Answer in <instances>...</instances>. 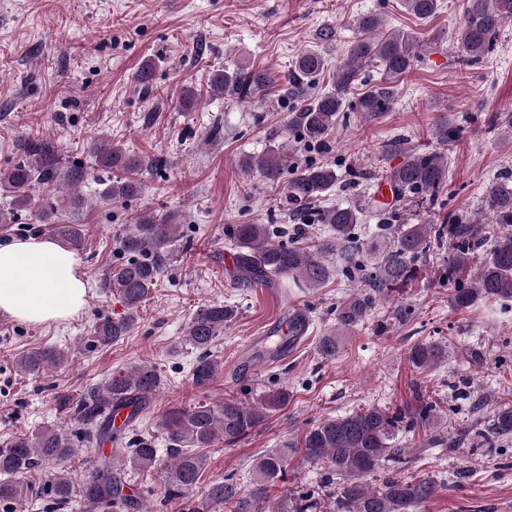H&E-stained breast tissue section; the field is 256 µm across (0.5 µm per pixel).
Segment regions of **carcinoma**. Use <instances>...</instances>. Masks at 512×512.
Here are the masks:
<instances>
[{"mask_svg":"<svg viewBox=\"0 0 512 512\" xmlns=\"http://www.w3.org/2000/svg\"><path fill=\"white\" fill-rule=\"evenodd\" d=\"M442 0H402L407 12L420 20L438 14ZM512 22V0H464V21L456 41L460 60L472 65L483 60L506 24ZM379 16L368 13L356 21L357 36L345 61L329 67L328 57L315 49L297 54L287 75L235 67L215 70L209 75L212 91L237 101L261 102L267 88L284 82L283 94L291 103L288 110V135L308 146L327 148L329 132L336 126L339 113L352 109L364 120H375L395 99L397 82L413 68L423 53L437 44L440 36L429 41L402 30L383 31ZM380 71L378 82L354 100L352 89L362 72L370 67ZM332 72L331 87L319 89L320 80ZM155 66L146 61L136 79L145 90L153 87ZM404 152V160L384 176L393 200L433 206L448 187V157L440 152H419L393 142ZM97 167L110 174L131 172L143 166H156L159 159L139 158L107 139L92 147ZM24 155L13 165L0 170V184L13 196L17 209L37 208L38 220L48 231L72 248L83 244L82 230L76 224H54L49 215L57 207L46 200L36 203L29 190L35 183L66 188L68 207L79 210L86 200L76 192L85 178L77 165L62 168L58 151L51 141L31 138L23 142ZM242 167L257 173L280 187L283 205L299 216L292 242L277 240L281 230L276 224H235L230 239L238 248L236 264L240 275L251 284L274 286L280 279L292 280L294 287L320 288L337 276L360 268L356 254V224L364 209L337 203L320 202L339 187V176L327 164L308 162L288 168L284 146H274L258 156L247 157ZM138 189L131 181L108 184L105 197L117 203ZM486 214L448 217L444 224L396 223L397 209L373 210L377 220L376 237L387 240L366 251L365 288L353 289L336 306L337 329L347 331L363 322L382 300L411 284L418 275V262L448 243L450 254L440 278L448 283L454 307L464 311L484 298L491 302L512 300V180L504 178L488 184L484 192ZM172 214L144 215L120 239V250L130 258L111 271L109 287L116 290L125 311L116 317H102L92 327L93 342L108 345L125 336L134 326L140 304L163 272L166 248L177 238L180 225ZM327 225L329 234L317 244H309L312 227ZM236 317L231 305L213 303L199 308L190 319L185 340L199 351L192 369V382L199 390L208 388L216 374L211 347L224 327ZM340 337L321 338L319 352L324 358L338 353ZM445 358L443 348L433 343H418L408 353V361L418 368L438 364ZM68 353L51 348L23 356L19 364L31 373L60 366ZM161 385V377L152 365L143 364L126 374L112 376L98 390L79 398L57 397V405L72 412L83 425L73 434L45 428L31 435L19 434L0 447V503L15 505L34 492L28 474L50 465L71 460L76 454L74 439L108 441L118 445V455L100 458L92 471L76 483L64 473H56L45 490L53 504L67 505L72 500L83 504L86 512H110L114 501L126 500L128 474L143 475L155 469L158 448L154 439L137 435L125 439L124 431L112 427V410L129 408L128 421L146 411ZM288 389L280 387L248 402L228 397L219 403H197L175 407L160 419L158 428L169 443L171 464L165 468V498L177 500L181 512H209V506H222L227 512H421L437 492L433 477L399 476L407 464L405 449L396 443L402 429L419 424L430 425L436 403L425 401L413 410L393 413L379 407L359 409L329 417L307 427L298 441L283 449L261 455L254 466L252 486L244 489L232 477L209 485L206 501L191 498L207 466V456L190 453V448H210L222 442L231 447L249 435L270 413L288 404ZM474 435L487 443L512 438V406H499L483 429ZM301 452L304 461L323 470L324 483L336 486L327 498L313 490L284 494L278 500L269 497L270 486L285 476L288 457ZM387 472L382 483L373 487L367 477Z\"/></svg>","mask_w":512,"mask_h":512,"instance_id":"cac0c4a2","label":"carcinoma"}]
</instances>
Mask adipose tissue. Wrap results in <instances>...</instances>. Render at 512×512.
<instances>
[{
  "mask_svg": "<svg viewBox=\"0 0 512 512\" xmlns=\"http://www.w3.org/2000/svg\"><path fill=\"white\" fill-rule=\"evenodd\" d=\"M86 288L72 252L53 240L0 243V315L41 324L69 319Z\"/></svg>",
  "mask_w": 512,
  "mask_h": 512,
  "instance_id": "obj_1",
  "label": "adipose tissue"
}]
</instances>
